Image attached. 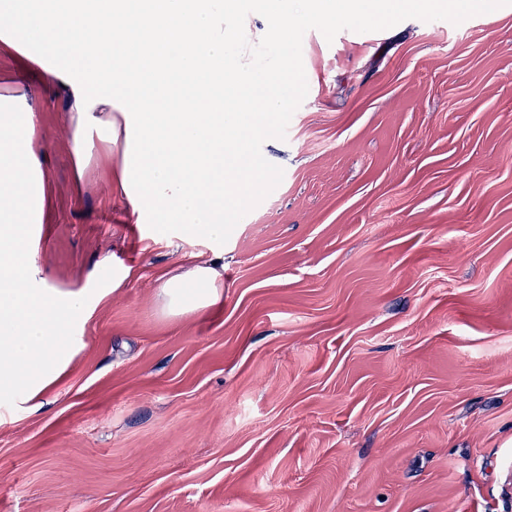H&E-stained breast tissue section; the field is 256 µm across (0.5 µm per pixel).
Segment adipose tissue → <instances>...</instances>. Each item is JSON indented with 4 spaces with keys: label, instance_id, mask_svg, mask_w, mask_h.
Listing matches in <instances>:
<instances>
[{
    "label": "adipose tissue",
    "instance_id": "ef3b65f1",
    "mask_svg": "<svg viewBox=\"0 0 512 512\" xmlns=\"http://www.w3.org/2000/svg\"><path fill=\"white\" fill-rule=\"evenodd\" d=\"M236 0H0V49L67 93L76 173L94 142L120 143L115 177L141 216L224 238V214L244 213L238 188L260 167L244 143L225 167L229 131L281 111L288 82L250 111L247 90L225 70L230 45L219 19ZM25 86L0 85V400L32 403L66 369L73 327L106 289L61 290L38 276L31 227L45 208V149ZM217 272L198 267L162 288L168 313L209 307Z\"/></svg>",
    "mask_w": 512,
    "mask_h": 512
}]
</instances>
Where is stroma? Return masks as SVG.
Here are the masks:
<instances>
[{
	"instance_id": "stroma-1",
	"label": "stroma",
	"mask_w": 512,
	"mask_h": 512,
	"mask_svg": "<svg viewBox=\"0 0 512 512\" xmlns=\"http://www.w3.org/2000/svg\"><path fill=\"white\" fill-rule=\"evenodd\" d=\"M281 183L215 242L76 178L65 97L35 264L123 285L38 407L0 406V512H512V5L305 33ZM214 266L216 302L161 288Z\"/></svg>"
}]
</instances>
